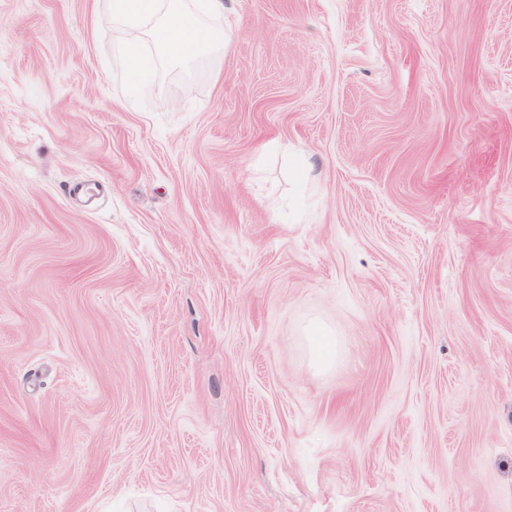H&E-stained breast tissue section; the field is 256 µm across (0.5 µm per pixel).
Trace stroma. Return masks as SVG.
Segmentation results:
<instances>
[{"label": "stroma", "instance_id": "1", "mask_svg": "<svg viewBox=\"0 0 512 512\" xmlns=\"http://www.w3.org/2000/svg\"><path fill=\"white\" fill-rule=\"evenodd\" d=\"M226 19L0 0V512H512V0ZM225 0H109L113 23L123 40L116 50L126 60L131 77L147 82L152 77L148 58L142 53L149 36L160 51L181 59H197L213 53L226 55L232 38L227 27L209 26L205 19L224 17Z\"/></svg>", "mask_w": 512, "mask_h": 512}]
</instances>
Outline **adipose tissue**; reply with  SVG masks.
<instances>
[{
  "mask_svg": "<svg viewBox=\"0 0 512 512\" xmlns=\"http://www.w3.org/2000/svg\"><path fill=\"white\" fill-rule=\"evenodd\" d=\"M113 23L122 31L117 47L131 77L148 81L152 70L142 53L144 38H151L160 51L181 59H197L229 51V29L212 27L208 18L223 15L224 0H109Z\"/></svg>",
  "mask_w": 512,
  "mask_h": 512,
  "instance_id": "adipose-tissue-1",
  "label": "adipose tissue"
}]
</instances>
